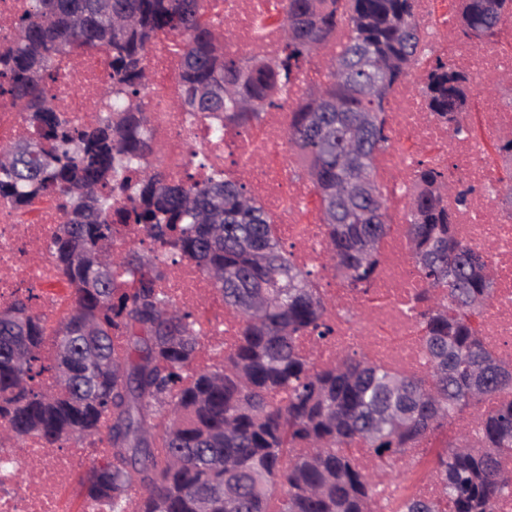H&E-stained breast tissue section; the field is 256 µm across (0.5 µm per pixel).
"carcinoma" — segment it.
<instances>
[{
	"label": "carcinoma",
	"mask_w": 512,
	"mask_h": 512,
	"mask_svg": "<svg viewBox=\"0 0 512 512\" xmlns=\"http://www.w3.org/2000/svg\"><path fill=\"white\" fill-rule=\"evenodd\" d=\"M466 0L457 36L499 37L512 0ZM416 0H284L275 59L252 49L225 55L204 19L205 0H30L17 48L0 75L28 112L29 140L0 147V197L26 208L59 191L66 223L51 248L70 290L58 326L34 311L27 288L0 318V439L82 444L106 432L112 452L81 481L83 498L110 512H374L378 473L469 411L477 441L457 431L427 471L434 497L404 495L392 512H492L512 485V367L479 334L490 299L486 254L456 235L447 198L460 181L422 160L405 213L412 259L427 285L412 319L428 359L402 375L363 353L315 369L303 339L324 340L329 298L300 267L272 216L244 182L220 175L176 184L148 158L140 97L148 48L160 31L180 37L182 101L224 124L260 128L281 107L276 91L301 63L323 54L341 25L344 47L325 57V80L293 109L288 145L307 175L327 227L328 253L348 287L366 293L392 217L374 160L390 141L389 93L426 51ZM73 47L112 59L116 104L97 123L70 127L49 104L55 58ZM424 98L440 120L472 103L468 78L438 57ZM142 228L172 262L195 263L240 321L221 366L188 374L201 341L193 312L160 288L155 260L112 248L111 216ZM485 376L473 389V374ZM362 442L361 468L350 445Z\"/></svg>",
	"instance_id": "cac0c4a2"
}]
</instances>
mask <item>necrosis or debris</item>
<instances>
[{"instance_id":"4bbe7bcc","label":"necrosis or debris","mask_w":512,"mask_h":512,"mask_svg":"<svg viewBox=\"0 0 512 512\" xmlns=\"http://www.w3.org/2000/svg\"><path fill=\"white\" fill-rule=\"evenodd\" d=\"M208 3L212 23L223 35L225 54L238 55L254 46L270 58L280 53L283 33L266 21L278 0ZM461 9L462 0H417V19L428 43L447 49L450 67L481 89L474 110L462 119L473 132H456L430 113L417 93L427 78L423 64H416L406 81L393 90L386 112L393 141L378 154L375 172L389 191L394 221L381 244L380 262L365 296L336 277L311 186L290 175L294 158L287 142V112L316 88L320 71L301 66L282 94L287 111L269 113L261 130L230 125L217 137L210 120L180 105L182 62L175 40L161 38L150 47L142 96L150 113L148 133L162 149L161 162L168 177L192 183L218 173L248 180L252 196L272 213L297 263L318 274L332 300L327 311L332 333L314 349L319 365L334 362L340 351L364 347L374 363L405 375L424 372L427 359L410 307L425 283L413 264L403 228V216L414 194L407 176L423 157L435 167L450 169L454 178L471 188L465 203L457 208V234L488 256L493 289L484 309L482 335L503 361L512 364V223L493 214L492 193L502 184L486 158L492 144L512 134V110L503 108L491 92L505 76L512 75V16L501 22L499 42L475 46L449 36ZM56 80L52 104L71 123L93 124L112 104V63L105 53L73 48L58 60ZM65 219L49 198L36 200L24 213L0 199V307L23 284L44 290L36 305L39 313H49L61 302L64 286L48 243ZM162 286L180 307L208 299L198 323L201 335L208 338L200 357L205 362L223 359L237 338L239 320L212 295L210 282L186 261L171 269ZM24 464L30 470L22 479L18 470ZM77 465L72 450L46 447L36 437L0 448V512H107L99 502L73 503L66 487ZM403 468L406 480L402 483L392 472L382 474L376 512H386L385 502L404 486L420 496L436 495L435 486L422 478L412 460H405Z\"/></svg>"}]
</instances>
